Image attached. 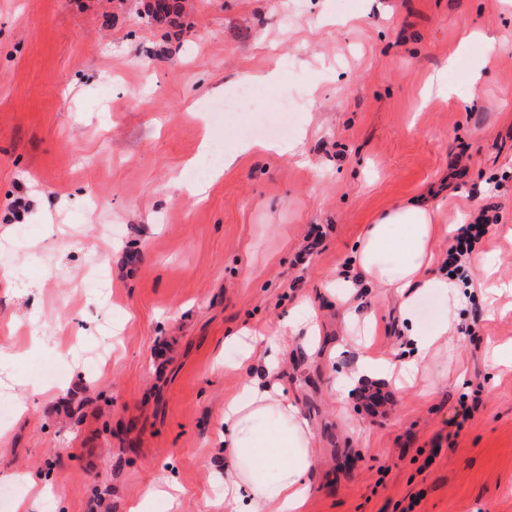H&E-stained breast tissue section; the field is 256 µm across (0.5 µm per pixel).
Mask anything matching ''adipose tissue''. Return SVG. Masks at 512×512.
<instances>
[{"label": "adipose tissue", "mask_w": 512, "mask_h": 512, "mask_svg": "<svg viewBox=\"0 0 512 512\" xmlns=\"http://www.w3.org/2000/svg\"><path fill=\"white\" fill-rule=\"evenodd\" d=\"M434 217L427 206L405 204L364 226L356 247L357 267L364 279L398 296L402 316L411 322L412 354L398 364L358 358L342 379V391L368 381L398 384L424 373L430 360L447 348L464 297L459 281L431 269L439 230ZM426 295L440 301L441 313L423 326L412 317L417 301ZM313 319L312 309L302 304L288 322L258 334L266 380L246 381L224 407L225 512H301L308 497L318 464L314 432L298 404L284 393L281 376L289 339L311 328Z\"/></svg>", "instance_id": "adipose-tissue-1"}]
</instances>
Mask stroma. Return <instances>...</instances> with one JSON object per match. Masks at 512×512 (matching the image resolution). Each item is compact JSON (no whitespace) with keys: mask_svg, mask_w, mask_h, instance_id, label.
I'll return each mask as SVG.
<instances>
[{"mask_svg":"<svg viewBox=\"0 0 512 512\" xmlns=\"http://www.w3.org/2000/svg\"><path fill=\"white\" fill-rule=\"evenodd\" d=\"M0 0V475L45 512H129L173 482L179 512H224V402L244 375L226 337L309 302L285 391L315 434L303 512H512V296L467 294L425 382L336 386L367 354L408 353L375 283L350 318L333 285L364 225L427 200L439 224L486 206L476 245L512 281V0ZM469 46H462L463 37ZM450 93L425 97L449 59ZM263 112L293 106L289 151H254L203 201L184 185L206 139H248L255 112L211 124L247 72ZM478 394L461 419L463 395Z\"/></svg>","mask_w":512,"mask_h":512,"instance_id":"obj_1","label":"stroma"}]
</instances>
